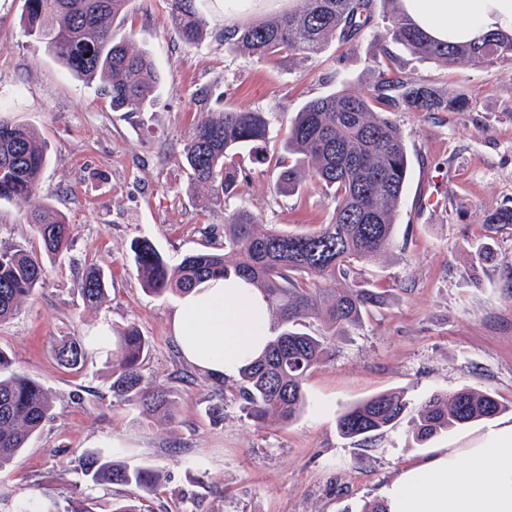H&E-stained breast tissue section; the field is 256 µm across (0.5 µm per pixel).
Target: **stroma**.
<instances>
[{
  "mask_svg": "<svg viewBox=\"0 0 512 512\" xmlns=\"http://www.w3.org/2000/svg\"><path fill=\"white\" fill-rule=\"evenodd\" d=\"M23 0H0V114L35 126L49 147L40 198L73 224L68 252L46 260L41 288L0 323V352L14 371L37 379L54 406L27 448L0 467V512L15 500L63 499L79 481L78 455L99 449L131 467L159 470L163 480L139 492L142 512H344L380 500V491L407 460L431 448H465L488 429L485 421L417 446L408 422L361 442L341 438L338 415L378 393L404 391L411 406L462 388L495 394L512 419V226L486 228L485 215L512 205V63L446 69L393 43L377 0L374 19L355 44L332 42L301 65L224 48V18L211 0L200 45L182 42L168 25V0H131L112 26L132 38L164 77L155 102L136 113L112 111L100 80L71 77L21 22ZM404 76L446 97H465L458 112H398L394 118L410 157L394 244L361 276L386 288V302L362 328L332 341V358L305 383L308 406L293 424L258 429L224 383V417L209 416L214 381L186 362L173 338L176 296L141 287L131 245L149 239L171 262L224 245V215L201 213L181 165L194 123L224 107L267 113L264 154L278 155L300 107L333 91L369 87L384 51ZM243 207L263 223L301 231L329 223V191L314 184L283 196L271 168L241 159ZM441 204L432 209L430 196ZM491 243L493 261L473 267L471 253ZM37 240L18 204L0 202V249ZM104 271L109 291L84 306L75 283L85 268ZM136 324L151 345L145 373L178 404L173 424L149 423L115 399L111 345L90 346L84 370L58 365L54 348L67 336Z\"/></svg>",
  "mask_w": 512,
  "mask_h": 512,
  "instance_id": "35a3bbf8",
  "label": "stroma"
}]
</instances>
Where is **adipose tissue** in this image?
Instances as JSON below:
<instances>
[{
  "mask_svg": "<svg viewBox=\"0 0 512 512\" xmlns=\"http://www.w3.org/2000/svg\"><path fill=\"white\" fill-rule=\"evenodd\" d=\"M403 14L435 41L512 37V0H400ZM182 356L214 379L237 377L263 352L271 318L263 294L243 281L208 279L171 314ZM386 512H512V423L468 448H438L400 467L386 484Z\"/></svg>",
  "mask_w": 512,
  "mask_h": 512,
  "instance_id": "ef3b65f1",
  "label": "adipose tissue"
}]
</instances>
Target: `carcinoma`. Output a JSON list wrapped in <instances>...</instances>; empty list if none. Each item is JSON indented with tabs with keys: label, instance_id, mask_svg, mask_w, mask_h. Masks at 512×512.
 I'll return each mask as SVG.
<instances>
[{
	"label": "carcinoma",
	"instance_id": "obj_1",
	"mask_svg": "<svg viewBox=\"0 0 512 512\" xmlns=\"http://www.w3.org/2000/svg\"><path fill=\"white\" fill-rule=\"evenodd\" d=\"M169 23L190 45L208 35L199 0H168ZM129 0H24L22 18L29 37L79 77L105 80L104 95L114 112H140L158 97L163 77L153 59L133 39L117 40L112 24ZM373 0H293L272 19L224 27V44L260 58L288 57L305 62L337 39L357 41L372 19ZM387 35L410 54L447 68L464 64L512 63V38L491 36L479 43L449 45L429 39L400 11L388 16ZM386 65L365 92H334L304 103L283 139L275 162L274 189L289 195L307 183L332 190L329 223L288 232L263 223L245 208L224 204L240 195L236 155L269 139L266 113L246 108L211 112L190 130L182 152L189 181L207 188L197 197L203 213H224V249L184 255L171 264L148 239L131 250L138 280L149 294H185L203 280L235 276L267 300L278 333L261 357L241 369L236 386L241 411L258 428L286 427L304 412V384L329 359L328 341L361 326L365 315L385 302V291L359 280L355 267L382 259L391 249L400 200L409 175L396 112H454L458 98L406 78L397 60L382 48ZM48 146L31 125L0 118V201L19 204L32 225L40 251L15 245L0 250V323L13 318L22 299L46 276L43 257L68 251L73 225L38 197ZM84 305L106 298L107 280L95 267L76 281ZM308 319L319 332L300 329ZM149 340L133 325L112 334V392L159 424H170L177 406L170 393L143 373ZM84 341L61 340L55 359L80 370ZM53 397L36 379L11 370L0 352V465L23 451L41 430ZM505 406L490 392L462 388L438 393L413 411L402 391H386L346 409L336 421L344 439L365 441L408 419L409 434L422 445L452 428L498 416ZM81 473L96 486L110 483L147 491L162 480L148 466L130 468L100 450L82 455ZM14 512H98L95 498L72 488L65 504L22 499Z\"/></svg>",
	"mask_w": 512,
	"mask_h": 512
}]
</instances>
